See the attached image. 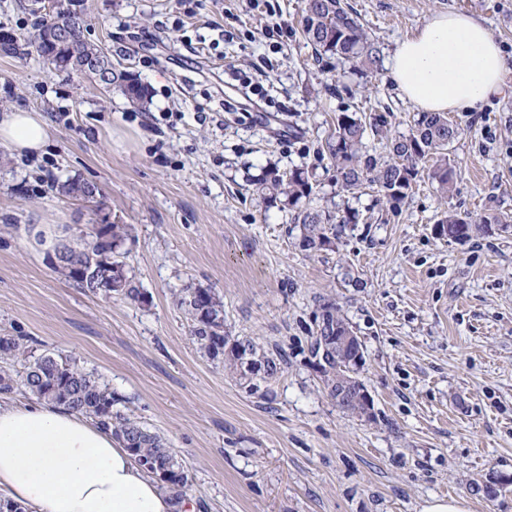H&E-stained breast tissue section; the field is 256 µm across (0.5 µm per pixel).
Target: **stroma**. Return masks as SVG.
<instances>
[{
	"instance_id": "35a3bbf8",
	"label": "stroma",
	"mask_w": 512,
	"mask_h": 512,
	"mask_svg": "<svg viewBox=\"0 0 512 512\" xmlns=\"http://www.w3.org/2000/svg\"><path fill=\"white\" fill-rule=\"evenodd\" d=\"M31 3L0 0V25L25 44L0 55V110L43 113L55 137L35 162L0 149V336L107 381L176 453L198 512H421L448 495L512 512V490L491 501L472 489L512 474V222L463 245L433 231L449 210L512 218V0H347L380 48L375 71L318 53L301 0H84L108 89L37 55ZM442 12L490 29L505 82L449 115L461 130L452 193L431 183L428 158L392 213L372 188L339 190L328 143L347 109L413 133L416 108L386 62ZM276 24L288 37L273 48ZM125 76L147 88L145 107L129 103ZM295 166L309 206L358 214L333 250L294 245L293 210L253 192L268 168ZM69 178L95 183L97 202L59 195ZM104 222L132 226L126 268L145 303L85 293L32 240L39 224L74 240ZM184 288L222 297L229 335L284 352L279 376L252 394L199 353L173 301ZM327 301L362 342L373 418L336 406L310 361Z\"/></svg>"
}]
</instances>
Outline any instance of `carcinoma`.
Here are the masks:
<instances>
[{"mask_svg": "<svg viewBox=\"0 0 512 512\" xmlns=\"http://www.w3.org/2000/svg\"><path fill=\"white\" fill-rule=\"evenodd\" d=\"M302 27L305 38L321 54L335 55L372 69L380 60V50L371 41L357 18L345 8L342 0H303ZM47 24H42L33 46L47 64L59 71L83 73L84 60L99 52V47L85 39L74 50L54 44L44 35ZM415 133L408 138H395L390 143V157L385 161L362 152L366 126L354 112L336 115L333 141L329 144L336 167V184L340 190L351 192L364 184L376 187L382 201L397 209L408 196L416 182L418 163L430 155L438 156L430 178L443 194L452 192L456 178L455 166L448 163L449 147L460 135L459 127L448 119L446 112H418L413 116ZM94 184L68 178L57 183L58 192L66 197L90 201ZM257 195L271 204L281 202L294 212L296 239L304 250L317 252L330 250L336 238L349 224L357 221L354 211L333 215L330 211L301 206L310 197L313 186L305 169L294 167L287 171L270 169L255 183ZM502 223V218L481 217L473 220L450 212L441 218L436 227L439 237L450 242H469L479 225ZM131 235L127 224H100L89 240L79 243L64 241L55 247L57 267L84 292L92 295L115 296L131 302H140L142 292L131 278H126L119 289L102 288L100 274L114 265L126 266L125 245ZM177 306L184 309L192 322L191 336L197 349L211 360L222 361L236 372L248 392L258 391L253 378L241 373L239 348L250 351L262 367L260 379L276 378L281 372L282 355L267 353L248 337L231 336L224 331V305L211 289L194 288L174 293ZM320 315L328 316L327 322L341 332L349 323L339 315L336 304H320ZM309 353L330 397H335L336 370L344 358L322 345L319 332L311 336ZM27 347L11 336H0V393L10 394L22 389L37 399L63 405L91 418L112 431L124 447L135 456L145 473L157 479L162 486L180 500L189 483V474L178 461L167 442L140 421L122 413L117 405L123 402L112 387L100 376L84 369L76 360L50 355L38 357L24 365V371L15 372L9 364L26 358Z\"/></svg>", "mask_w": 512, "mask_h": 512, "instance_id": "cac0c4a2", "label": "carcinoma"}]
</instances>
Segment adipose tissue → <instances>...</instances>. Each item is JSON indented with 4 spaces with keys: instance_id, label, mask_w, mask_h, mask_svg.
Wrapping results in <instances>:
<instances>
[{
    "instance_id": "obj_1",
    "label": "adipose tissue",
    "mask_w": 512,
    "mask_h": 512,
    "mask_svg": "<svg viewBox=\"0 0 512 512\" xmlns=\"http://www.w3.org/2000/svg\"><path fill=\"white\" fill-rule=\"evenodd\" d=\"M403 96L425 112L476 107L500 91L501 48L479 20L434 15L404 39L388 61ZM54 129L42 113H0V146L43 153ZM30 512H194L148 476L111 431L65 407L0 403V497Z\"/></svg>"
}]
</instances>
